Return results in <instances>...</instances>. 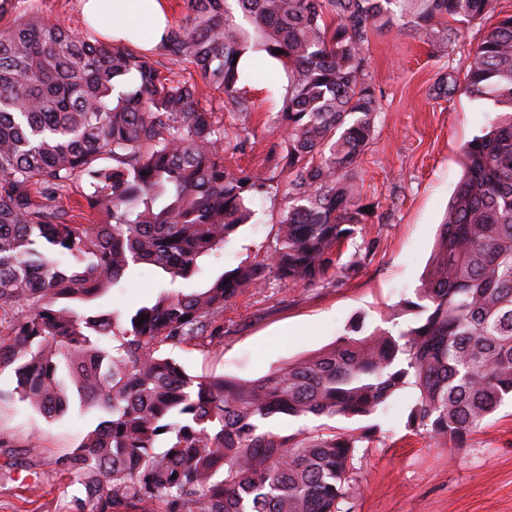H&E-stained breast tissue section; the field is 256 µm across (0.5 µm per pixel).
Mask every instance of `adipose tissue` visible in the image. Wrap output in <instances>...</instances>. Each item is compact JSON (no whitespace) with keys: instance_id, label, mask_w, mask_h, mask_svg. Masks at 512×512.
<instances>
[{"instance_id":"adipose-tissue-1","label":"adipose tissue","mask_w":512,"mask_h":512,"mask_svg":"<svg viewBox=\"0 0 512 512\" xmlns=\"http://www.w3.org/2000/svg\"><path fill=\"white\" fill-rule=\"evenodd\" d=\"M86 22L104 41L159 44L167 23L166 0H82Z\"/></svg>"}]
</instances>
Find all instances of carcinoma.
<instances>
[{
	"mask_svg": "<svg viewBox=\"0 0 512 512\" xmlns=\"http://www.w3.org/2000/svg\"><path fill=\"white\" fill-rule=\"evenodd\" d=\"M184 5L155 58L76 34L33 0H0V310L18 312L0 336V369L15 378L6 399L55 418L71 389L108 415L61 460L84 487L76 512H350L366 433L283 436L263 421L367 417L411 389L406 426L459 447L512 397V15L485 32L464 75L465 92L497 115L464 146L415 299L386 321L415 319L395 335L348 332L243 380L193 376L160 348L204 333L221 342L224 307L272 277L315 285L362 264L357 252L341 258L368 215L352 171L379 111L364 78L369 31L428 33L490 16L496 0ZM250 52L287 78L280 160L229 169L219 113L253 111L235 62ZM184 65L212 96L177 78ZM104 155L112 165L99 164ZM285 175L288 201L260 261L201 291L164 288L123 322L70 307L144 265L172 284L194 278ZM83 177L92 219L75 224L61 200Z\"/></svg>",
	"mask_w": 512,
	"mask_h": 512,
	"instance_id": "1",
	"label": "carcinoma"
}]
</instances>
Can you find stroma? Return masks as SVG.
<instances>
[{
  "label": "stroma",
  "instance_id": "1",
  "mask_svg": "<svg viewBox=\"0 0 512 512\" xmlns=\"http://www.w3.org/2000/svg\"><path fill=\"white\" fill-rule=\"evenodd\" d=\"M488 21L449 22L422 33L410 27L371 30L366 75L375 85L379 114L373 138L358 160L362 191L374 209L344 254L368 251L365 263L340 280L313 287L271 281L259 293L238 296L224 309V340L167 344L163 353L194 376L256 379L282 364L313 354L352 327L370 333L403 300L413 298L449 200L461 177L463 146L487 125L492 105L471 98L461 82L464 66ZM456 82L436 94L439 82ZM256 109L224 115V156L232 166L274 165L282 131L273 118L286 78L280 63L262 58L246 82ZM287 183L256 199L254 216L219 256L200 262L190 281L169 283L144 268L126 276L100 299L102 309L127 315L161 288H205L224 270L261 259L285 205ZM411 393L376 414L288 417L266 421L281 435L318 428L370 430L357 454V491L351 512H512V402L503 406L459 448L437 446L410 431ZM101 410L72 403L47 418L20 401L0 402V512H74L84 489L58 460L100 422Z\"/></svg>",
  "mask_w": 512,
  "mask_h": 512
}]
</instances>
